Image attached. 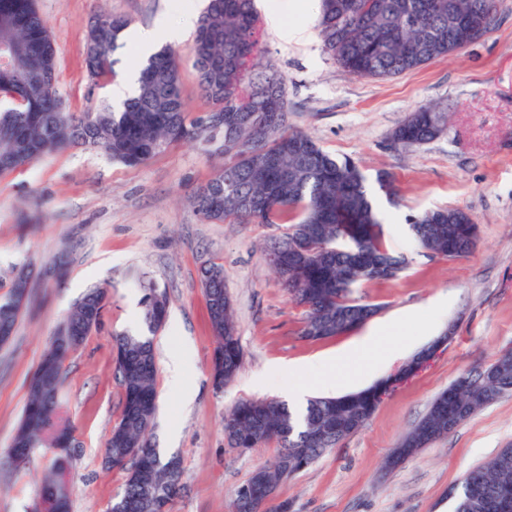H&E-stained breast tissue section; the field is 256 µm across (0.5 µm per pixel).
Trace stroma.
Returning <instances> with one entry per match:
<instances>
[{"instance_id":"obj_1","label":"stroma","mask_w":512,"mask_h":512,"mask_svg":"<svg viewBox=\"0 0 512 512\" xmlns=\"http://www.w3.org/2000/svg\"><path fill=\"white\" fill-rule=\"evenodd\" d=\"M205 0H37L58 51L57 89L66 111L83 112L112 98V82L88 76L86 33L100 15L125 17L151 32L202 13ZM261 48L288 83L293 129L329 154L357 163L368 180L388 172L398 191L383 203L386 243L404 255L403 276L356 290L378 314L334 338L299 335L304 308L281 288L264 249L280 224H224L202 219L192 196L223 166L216 146L174 143L136 167L101 150L74 148L26 169L0 174V285L34 269L36 305L0 349V512H38L41 478L57 454L37 450L27 467L8 463L9 444L29 381L58 325L93 287L107 291L102 324L64 362L63 415L73 425L67 479L71 512H106L126 472L103 466L105 440L120 415L123 389L112 336L141 331L145 282L169 297L165 326L154 335L157 361L183 351L191 359L195 396L157 376L153 442L162 457L179 456L186 492L174 512H234L236 490L272 463L268 442L241 452L228 446L224 417L244 399L287 400L307 385L338 397L386 379L440 337L448 342L418 373L397 385L367 422L280 488L288 512H453L452 488L512 444V394L502 396L447 437L395 469L385 463L402 436L460 375L512 349V0H496L491 30L451 56L390 79L356 77L325 52L319 35L286 42L264 27ZM444 109L448 124L411 148L391 135L419 106ZM438 207L466 211L479 228L465 257H430L416 246L407 220ZM224 267L243 353L237 377L215 390L216 339L199 281L202 265ZM387 327L378 362L351 384L326 388L320 363L351 357L354 344Z\"/></svg>"}]
</instances>
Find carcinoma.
<instances>
[{
    "label": "carcinoma",
    "mask_w": 512,
    "mask_h": 512,
    "mask_svg": "<svg viewBox=\"0 0 512 512\" xmlns=\"http://www.w3.org/2000/svg\"><path fill=\"white\" fill-rule=\"evenodd\" d=\"M467 20L482 16L483 26L448 46V7ZM495 0H319L317 28L326 52L347 72L387 79L417 70L459 52L490 29ZM128 26L123 17L102 15L90 27L86 68L97 81L116 74L113 53ZM263 37L254 0H209L194 37L198 86L210 109L193 112L184 96L177 52L168 46L145 60L135 94L115 110L61 112L56 90L57 50L36 0H0V89L29 100L22 112H0V173L30 165L71 146L101 148L127 166L145 163L166 146L221 141L229 162L194 196L197 213L219 223L284 224L286 231L269 249L302 250L281 283L293 302L306 309L304 339L346 334L379 310L353 297L366 283L398 279L406 258L385 244L383 219L373 203L371 185L359 166L325 152L307 135L291 129L286 78L258 48ZM448 113L424 105L392 133L402 147L434 139ZM419 248L431 256L456 259L475 246L478 227L460 208L422 211L408 219ZM389 259L403 268L375 273ZM27 298L14 305L19 280ZM209 320L217 347L212 376L221 390L242 362L234 307L224 288V267L201 268ZM29 272L11 277L0 297V327L11 342L23 311L29 309ZM106 291L90 289L71 309L57 334L75 333L77 343L57 340L42 353L28 387L23 416L14 433L9 463L20 468L40 448L68 450L72 430L61 415L59 392L63 363L98 327L92 305L104 304ZM143 324L147 334L114 337L115 372L123 388L118 421L106 439L111 466L127 469L122 491L112 500L124 512H173L181 497L182 464L161 462L152 443L156 410V365L151 335L165 324L168 297L153 282L144 285ZM512 393V350L459 377L433 401L429 411L401 440L395 465L448 433L497 398ZM378 405L364 389L336 398H317L301 411L274 400H241L224 418L226 438L246 451L269 441L279 445L270 481L282 484L312 465L360 428ZM502 448L470 471L455 489L453 512H490V499L512 495V455ZM40 496L52 508L70 512L66 470L58 466L40 481Z\"/></svg>",
    "instance_id": "cac0c4a2"
}]
</instances>
